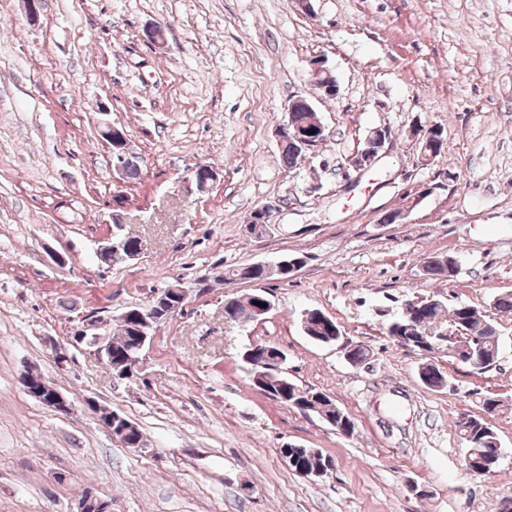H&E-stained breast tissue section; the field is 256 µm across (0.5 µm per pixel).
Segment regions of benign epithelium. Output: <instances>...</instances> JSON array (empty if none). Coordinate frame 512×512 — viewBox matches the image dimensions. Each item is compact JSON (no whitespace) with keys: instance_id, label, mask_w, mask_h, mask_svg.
I'll return each mask as SVG.
<instances>
[{"instance_id":"1","label":"benign epithelium","mask_w":512,"mask_h":512,"mask_svg":"<svg viewBox=\"0 0 512 512\" xmlns=\"http://www.w3.org/2000/svg\"><path fill=\"white\" fill-rule=\"evenodd\" d=\"M322 132H324V127L318 120L314 121L313 133L310 134L306 130L299 131L292 120L289 119L280 126L279 146L283 147L289 143H295L305 150H310L321 143ZM392 140L393 132L389 128L385 126L373 128L366 137L368 148L350 157L348 168L358 174L370 170L386 153ZM136 256H138V252L125 248L124 242L116 234L112 235V240L108 241L98 251L99 259L110 264L124 262ZM302 264L303 258L301 257L291 259L285 257L275 263H264L262 267L268 273L280 276L287 272L290 274L296 272ZM187 298L188 292L182 287H169L157 291L153 295L151 304L146 306L144 310L137 312L136 318L141 320L142 324L137 326L138 336L135 347L133 352L128 354L121 364L112 363V346L105 330V322L96 315L81 317L79 323L73 329V341L87 346L93 355L105 360L110 370L118 377H131L137 368L142 350L151 339L147 328L157 321L156 314H158V311L155 310V307L158 303H163L166 307L164 316L169 318L183 308ZM21 383L28 395L52 408L55 412L62 415L71 412V403L40 374L34 372L33 368L30 367L25 371L21 377ZM87 405L110 433H119L117 439L123 446H131L126 437L135 427V424L128 420H122L121 416L108 407L92 401L87 402ZM75 512H112V499L102 497L88 489L84 496L78 500Z\"/></svg>"}]
</instances>
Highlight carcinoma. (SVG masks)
I'll return each mask as SVG.
<instances>
[{
  "mask_svg": "<svg viewBox=\"0 0 512 512\" xmlns=\"http://www.w3.org/2000/svg\"><path fill=\"white\" fill-rule=\"evenodd\" d=\"M424 275L429 278H452L458 272V263L452 255H434L423 264ZM228 275L232 278L262 282L271 279L263 267L253 264L238 267ZM451 328L458 332L453 342L440 337V333ZM386 334L400 336L405 340L404 347L432 353L438 349L448 351V357L469 364L470 359H480L496 363L500 354L499 336L496 325L483 319L471 305L458 304L447 308L438 298L423 297L416 304L412 315L401 314L389 320ZM305 335L320 343H329L341 334V329L332 319H325L323 312L310 311ZM133 336L128 321L121 322L118 335L112 337V362L117 363L132 349ZM420 381L429 388L451 387L450 378L431 361L422 363L418 369ZM262 392L272 399L286 404L302 413L323 415L335 420L341 408L330 397L312 388L302 389L282 373H273L264 382ZM459 433L465 444V469L478 474H490L497 467L496 448L500 441L496 432L484 419L469 417L457 423Z\"/></svg>",
  "mask_w": 512,
  "mask_h": 512,
  "instance_id": "carcinoma-1",
  "label": "carcinoma"
}]
</instances>
